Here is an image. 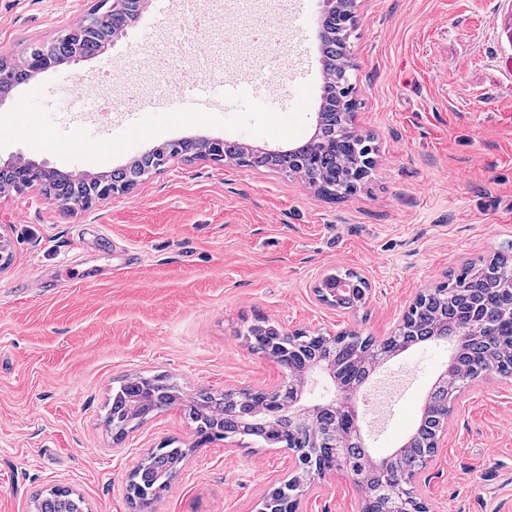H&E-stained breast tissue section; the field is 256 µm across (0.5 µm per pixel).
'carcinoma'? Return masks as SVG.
<instances>
[{"mask_svg":"<svg viewBox=\"0 0 512 512\" xmlns=\"http://www.w3.org/2000/svg\"><path fill=\"white\" fill-rule=\"evenodd\" d=\"M97 32L85 39L67 33L56 40L31 48L33 52L52 51L60 58L70 52L91 56L105 41L137 18L133 14L121 25H113L110 11L94 13ZM326 48V67L330 78L324 90L322 112L325 121L317 135L303 143L286 158L269 159L246 151L241 159L246 166L281 167L298 169L308 165L314 155H335L330 162V174L309 173L321 193L338 198L352 195L358 185L349 177L348 166L360 157L372 154V140L357 141L345 147L347 105L338 92L348 38L342 26L341 13L327 18L321 35ZM201 144L186 142L167 144L156 150L144 163H134L123 171L122 180L133 184L163 165L175 154L199 153ZM34 178L47 183L56 196L64 200H77L97 188V180L74 179L56 171H39ZM468 326L473 340L454 350L455 363L448 378L437 383L429 395L428 406L423 410L419 424L414 429L409 445L394 459L398 471L420 470L427 461L432 442L441 432L448 417V408L457 393L469 382L487 373L504 378L512 376V265L505 258H496L485 264L466 265L451 274L448 281L439 284L427 298L414 304L403 318L395 335L383 341L365 339L356 335L331 338L295 334L302 342L292 354V369L327 358L336 365V385L353 390L371 373L373 365L387 350L398 343L413 345L428 340L442 341ZM254 348L262 350L277 343L290 344L285 336L270 327L249 330ZM296 388L284 385L275 395L264 397L261 393L242 392L238 395L201 393L196 400L184 406L189 419L196 425L197 434L204 441L225 439L231 435L254 437L266 444H286L290 448H323L321 461L331 466L333 458L341 456L350 469L368 472L367 448L350 437L346 430L348 415L331 408H323L313 417L301 420L284 416L275 432L265 426L259 407L286 409L295 401ZM180 393L175 384L165 376L141 378L120 385L112 395L108 419L124 430L136 419L180 404ZM186 455L179 447L160 448L147 457L130 484V491L141 509L152 506L160 490L167 486L178 472ZM385 487L390 496L373 495L362 502V512H389L391 496L396 494V484L391 480H374L371 488ZM39 512H85L83 498L64 489H54L36 499Z\"/></svg>","mask_w":512,"mask_h":512,"instance_id":"cac0c4a2","label":"carcinoma"}]
</instances>
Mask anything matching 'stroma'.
<instances>
[{
  "label": "stroma",
  "mask_w": 512,
  "mask_h": 512,
  "mask_svg": "<svg viewBox=\"0 0 512 512\" xmlns=\"http://www.w3.org/2000/svg\"><path fill=\"white\" fill-rule=\"evenodd\" d=\"M101 0H0V56L29 53ZM209 19L201 69L157 80L156 50L190 21L182 0L143 6L138 21L76 64L48 69L0 106V164L101 175L156 146L223 139L253 151L309 138L320 105L319 0H197ZM512 0H360L349 44L355 122L376 165L354 195L317 194L286 172L171 160L128 192L67 210L39 185L0 189L12 261L0 271V512H34L56 487L87 512H136L130 475L173 442L188 454L153 512H258L298 472L282 445L244 437L199 442L173 407L116 437L106 405L118 380L170 376L197 392L273 391L287 375L252 347L249 326L334 336L393 335L422 291L467 263L512 252ZM300 60L302 76L253 59ZM102 79L107 99L213 90L205 112L135 114L110 137L85 118L77 89ZM252 87L227 98L230 76ZM29 100L16 111L17 101ZM369 283L343 309L315 292L329 274ZM447 342L419 343L359 391L374 461L413 432L444 371ZM432 512H512V378L466 385L439 449L417 477ZM361 491L334 469L306 485L298 512H360Z\"/></svg>",
  "instance_id": "1"
}]
</instances>
